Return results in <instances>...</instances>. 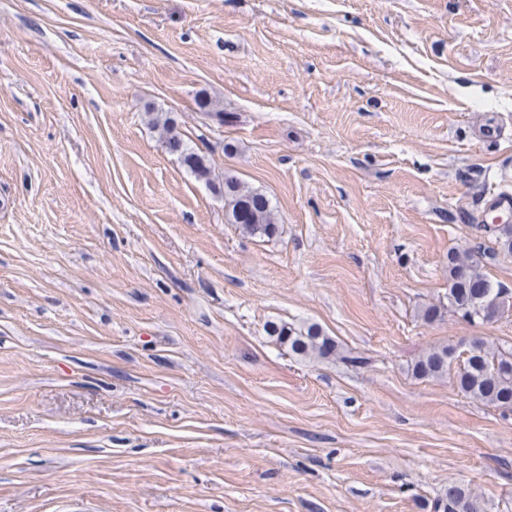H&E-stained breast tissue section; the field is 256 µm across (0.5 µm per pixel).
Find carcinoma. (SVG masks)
I'll return each mask as SVG.
<instances>
[{
	"instance_id": "carcinoma-1",
	"label": "carcinoma",
	"mask_w": 512,
	"mask_h": 512,
	"mask_svg": "<svg viewBox=\"0 0 512 512\" xmlns=\"http://www.w3.org/2000/svg\"><path fill=\"white\" fill-rule=\"evenodd\" d=\"M198 107L205 118L218 125L233 119V115L215 101L203 95ZM151 123L160 128L168 149L177 154L181 163L196 178L214 184L212 167L198 151L188 147L183 134L171 119L155 116ZM222 184L227 221L236 224L250 236L270 238L278 233V219L269 198L250 189L233 175L224 174ZM476 229L492 234L493 245L483 249L482 256L493 259L497 253L512 255V226L497 228L478 224ZM480 256V257H482ZM470 249L448 254V309L474 322L486 321V308H493V317L512 308V293L493 283L483 272V263ZM267 334L297 357L330 359L338 355L336 341L312 324L294 326L271 322ZM459 361L456 382L459 389L483 403L512 412V349L496 348L482 339H475L459 353L448 346H438L421 356L412 367L419 378H439L448 373L454 361ZM436 512H484L480 498L459 483L448 484V489L436 501Z\"/></svg>"
}]
</instances>
